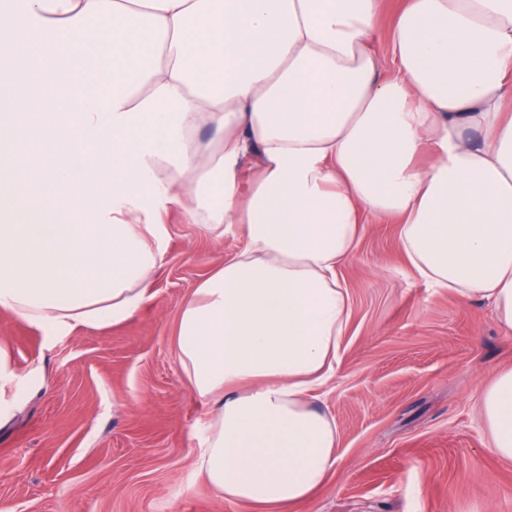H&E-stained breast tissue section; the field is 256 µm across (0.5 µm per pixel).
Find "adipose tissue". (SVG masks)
<instances>
[{"instance_id":"ef3b65f1","label":"adipose tissue","mask_w":512,"mask_h":512,"mask_svg":"<svg viewBox=\"0 0 512 512\" xmlns=\"http://www.w3.org/2000/svg\"><path fill=\"white\" fill-rule=\"evenodd\" d=\"M14 0L0 12V310L55 333L137 316L180 208L243 244L183 300L174 348L225 501L289 512L338 463L317 404L365 216L414 274L512 331V0ZM218 132L201 142L200 129ZM61 220H53V213ZM512 459V369L484 391Z\"/></svg>"}]
</instances>
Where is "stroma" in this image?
Here are the masks:
<instances>
[{"mask_svg": "<svg viewBox=\"0 0 512 512\" xmlns=\"http://www.w3.org/2000/svg\"><path fill=\"white\" fill-rule=\"evenodd\" d=\"M138 316L48 334L0 311V512H265L227 502L192 462L203 409L172 339L184 298L241 246L179 209ZM351 319L323 397L336 469L293 512H512V460L480 399L512 368V334L407 269L392 219L368 218L338 270Z\"/></svg>", "mask_w": 512, "mask_h": 512, "instance_id": "1", "label": "stroma"}]
</instances>
